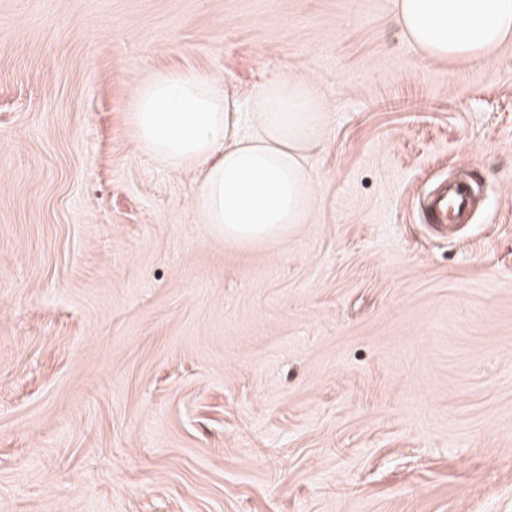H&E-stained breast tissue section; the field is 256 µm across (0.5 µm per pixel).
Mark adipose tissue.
Returning <instances> with one entry per match:
<instances>
[{
	"mask_svg": "<svg viewBox=\"0 0 512 512\" xmlns=\"http://www.w3.org/2000/svg\"><path fill=\"white\" fill-rule=\"evenodd\" d=\"M395 17L425 57L475 62L512 36V0H394ZM325 109L314 85L294 73L256 95V125L242 131L237 100L194 70L157 73L140 86L129 114L141 154L199 177L193 207L233 244H263L306 223L314 178L305 146Z\"/></svg>",
	"mask_w": 512,
	"mask_h": 512,
	"instance_id": "1",
	"label": "adipose tissue"
}]
</instances>
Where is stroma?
<instances>
[{
	"instance_id": "stroma-1",
	"label": "stroma",
	"mask_w": 512,
	"mask_h": 512,
	"mask_svg": "<svg viewBox=\"0 0 512 512\" xmlns=\"http://www.w3.org/2000/svg\"><path fill=\"white\" fill-rule=\"evenodd\" d=\"M191 69L320 91L316 201L227 244L128 114ZM465 170L452 236L420 202ZM0 512H512V40L394 0H0ZM394 7L427 58L480 61L512 35V0H395Z\"/></svg>"
}]
</instances>
